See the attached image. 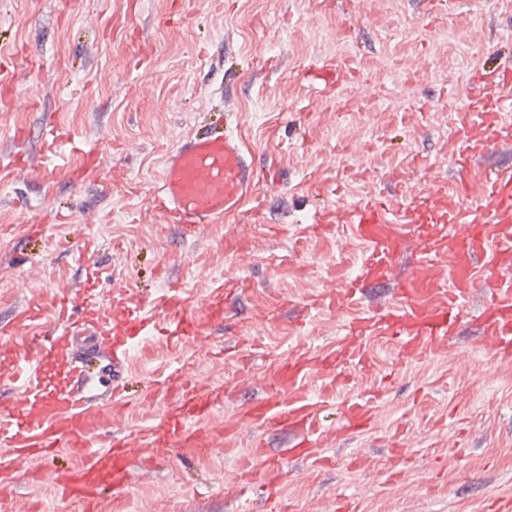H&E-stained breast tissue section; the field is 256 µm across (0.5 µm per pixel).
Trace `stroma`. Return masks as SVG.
<instances>
[{
	"label": "stroma",
	"mask_w": 512,
	"mask_h": 512,
	"mask_svg": "<svg viewBox=\"0 0 512 512\" xmlns=\"http://www.w3.org/2000/svg\"><path fill=\"white\" fill-rule=\"evenodd\" d=\"M62 2L0 0V42L11 46L5 66L22 72L8 111H0V156L16 151V130L38 133L53 116L74 140L101 146L105 169L119 167L126 179L111 190L99 180L73 185L65 171L79 165L75 153L55 169L35 163L28 181L0 179V318L64 285L88 288L101 304L114 277L134 293L163 288L162 265L191 283L199 300L210 297L199 281L211 269L247 279L252 290L230 311L240 334L221 338L225 356L188 336L172 349L160 331L133 351L127 390L134 401L116 423L130 428L163 411L165 401L136 395L151 372L185 354L192 381L227 388L210 421L219 426L238 404L265 395L261 375L271 359L299 344L322 348L343 339V318L334 313L293 324L301 300L324 289V271L360 252L345 233L330 246L294 251L291 230L321 201L312 181L338 178V166L360 151L366 177L338 179L327 205L382 188L384 172L409 166L416 153L437 157L441 177L450 178L454 160L440 154L443 123L469 102L465 74L512 22V0H457L452 11L432 13L423 0H354L353 16L336 0H131L135 23L123 30L114 25V0ZM354 17L360 26L346 35ZM404 57L429 66L405 77L397 67ZM331 58L376 87L371 111L345 110L343 100L298 83L299 69ZM408 79L420 110L404 119L399 93ZM226 111L236 113L258 164L273 167L275 184L262 214L207 225L185 241L152 209L150 190L176 138L210 128ZM55 208L88 211L98 222L51 227L39 240L23 236L22 225ZM230 234L247 237L251 251L226 258ZM84 235L102 246L97 264L78 258ZM276 294L294 300L286 320L249 323L252 309ZM243 335L261 345L244 374L236 363ZM368 347L373 368L356 375L350 391L384 380L386 403L370 431L329 448L335 467L285 465L282 500L290 512H336L344 498L355 499L358 512H489L496 497H512V363L495 361L471 325L447 355L419 363H400L379 338ZM398 431L413 456L391 482L389 445ZM254 437L245 426L234 450L202 459L169 453L152 471L135 473L124 497L101 512H239L232 486ZM355 452L368 457L367 467L348 468Z\"/></svg>",
	"instance_id": "35a3bbf8"
}]
</instances>
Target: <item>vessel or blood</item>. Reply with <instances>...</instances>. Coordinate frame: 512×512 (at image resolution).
Returning <instances> with one entry per match:
<instances>
[{
	"instance_id": "1",
	"label": "vessel or blood",
	"mask_w": 512,
	"mask_h": 512,
	"mask_svg": "<svg viewBox=\"0 0 512 512\" xmlns=\"http://www.w3.org/2000/svg\"><path fill=\"white\" fill-rule=\"evenodd\" d=\"M299 77L305 86L329 92L349 82L348 70L335 63L311 65ZM471 100L449 126L457 169L452 181L440 180L431 164L420 177L431 187L426 200L406 193L403 172L386 179L397 193L387 199L371 192L338 208L319 207L300 225L298 242H325L346 228L364 248L359 262L333 265L327 288L308 298L304 309L346 317L345 339L319 351L299 347L272 361L264 375L267 394L239 406L233 420L213 428L209 421L224 402V389L191 381L182 368L158 373L145 400L164 397L172 410L138 429L114 431L112 422L128 403L121 394L123 371L132 342L151 335L158 320L172 334L206 344L224 308L245 293L247 281L225 277L213 289V301L194 308L180 283L149 301L122 287L104 306L90 301L86 289L63 287L45 305H28L0 325V357L11 361L16 399L0 394V487L26 480L51 482L56 496L77 500L83 512H99L103 502L121 497L129 482V464L151 469L157 457L176 450L203 458L235 440L241 425L260 431L238 468V496L261 488L266 500L281 502L284 460L326 464L322 447L370 430L387 394L377 384L337 403L355 372L373 368L366 344L380 337L397 347L400 361L447 353L477 305L472 321L486 350L498 361L512 360V162L474 169L476 159L512 146V56L492 51L466 75ZM39 137L43 152L69 146L64 129L46 119ZM103 151L89 146L69 179L82 184L101 166ZM261 177L252 151L232 127L183 135L162 161L151 202L181 235L197 237L203 226L241 213L261 201ZM387 289L388 301L371 303L370 291ZM133 304L128 317L113 310ZM470 311V310H469ZM40 337L18 342L37 320ZM320 372L316 393L307 381ZM287 434L283 459L265 454L263 434ZM79 457L81 466L45 470L43 462L60 451Z\"/></svg>"
}]
</instances>
